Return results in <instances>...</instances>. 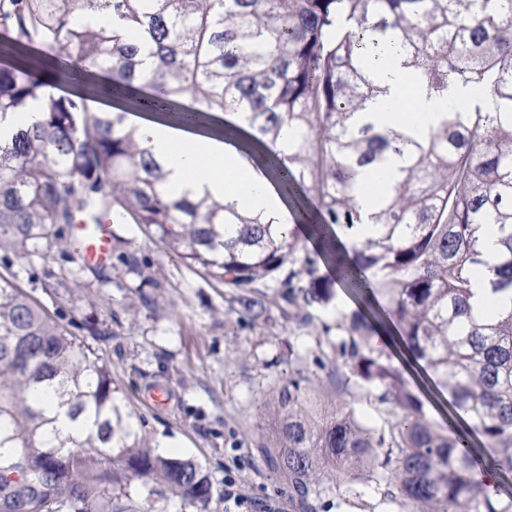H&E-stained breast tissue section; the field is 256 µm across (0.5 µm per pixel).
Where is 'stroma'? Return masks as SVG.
Masks as SVG:
<instances>
[{"label":"stroma","instance_id":"obj_1","mask_svg":"<svg viewBox=\"0 0 512 512\" xmlns=\"http://www.w3.org/2000/svg\"><path fill=\"white\" fill-rule=\"evenodd\" d=\"M70 231L57 225V245L26 258L0 252V273L14 275L111 369L123 431L156 452L198 463L212 484L207 512H225L228 477L244 501L236 512H297L255 446L271 420L267 401L275 384L300 374L322 406L342 400L317 360L315 337L282 318L272 327L239 319L222 286L188 269L146 228L113 225L112 260L100 272L66 249ZM129 255L148 268L152 283L126 271ZM48 269L64 274L70 287L44 290ZM87 320L97 335L83 330ZM342 401L370 425L389 417L387 406L352 396ZM313 504L315 512H403L366 483Z\"/></svg>","mask_w":512,"mask_h":512}]
</instances>
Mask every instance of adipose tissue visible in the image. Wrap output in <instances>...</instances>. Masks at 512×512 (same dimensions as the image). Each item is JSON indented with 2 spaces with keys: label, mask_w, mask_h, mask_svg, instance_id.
I'll return each instance as SVG.
<instances>
[{
  "label": "adipose tissue",
  "mask_w": 512,
  "mask_h": 512,
  "mask_svg": "<svg viewBox=\"0 0 512 512\" xmlns=\"http://www.w3.org/2000/svg\"><path fill=\"white\" fill-rule=\"evenodd\" d=\"M377 77L382 92L356 113V122L372 125L381 133L404 130L421 135L440 119L435 100L413 82L394 50H386L377 65ZM125 124L133 128L141 146L161 162L164 178L158 189L164 196L210 197L287 225L288 211L275 186L235 144L136 116L128 117Z\"/></svg>",
  "instance_id": "obj_1"
}]
</instances>
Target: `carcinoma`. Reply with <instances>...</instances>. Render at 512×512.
Here are the masks:
<instances>
[{
    "label": "carcinoma",
    "mask_w": 512,
    "mask_h": 512,
    "mask_svg": "<svg viewBox=\"0 0 512 512\" xmlns=\"http://www.w3.org/2000/svg\"><path fill=\"white\" fill-rule=\"evenodd\" d=\"M112 9L96 28L88 12ZM17 46H61L48 79L94 67L116 74L100 85L119 98L134 89L145 57L158 60L151 87L164 103L188 94L213 112H233L253 145L293 132L285 150L259 161L280 187L303 196L292 210L300 231L203 198L165 200L160 163L126 129L121 112H94L49 97L45 119L0 141V251L30 256L57 244L54 226L103 214L139 224L192 271L226 288L231 309L252 323L281 317L310 336H328L336 392L351 385L397 410L373 429L351 409L319 415L306 405L309 379L273 389L274 423L258 452L307 507L320 474L334 488L372 482L405 512H512L475 479L481 461L466 433L449 435L406 387L375 341L394 325L415 359L468 415L493 456L486 469L512 472V0H0ZM389 46L437 98L460 84L491 106L453 107L426 136L379 134L352 118L382 92L371 53ZM30 68L0 66V122L33 95ZM390 154L406 167L387 183L361 239L355 182ZM496 229L488 265L482 230ZM354 256L337 247L336 230ZM318 245L308 251L304 241ZM334 274H319V263ZM498 311L472 315L483 268ZM344 288L357 309L336 326L317 322ZM66 398L77 425L63 436L38 390ZM110 368L27 291L0 274V512H145L148 495L202 510L208 475L193 460L126 441L113 420Z\"/></svg>",
    "instance_id": "cac0c4a2"
}]
</instances>
